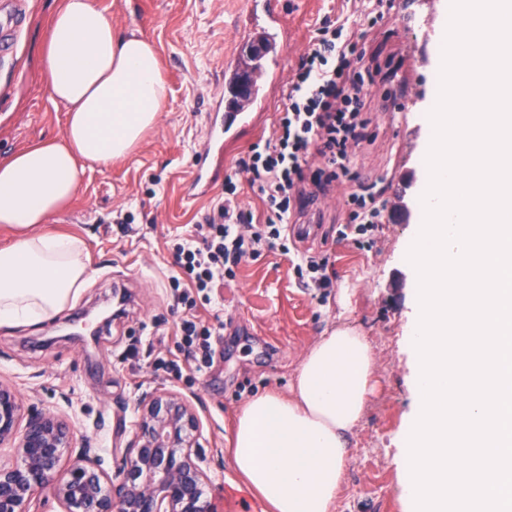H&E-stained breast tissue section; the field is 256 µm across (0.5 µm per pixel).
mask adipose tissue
<instances>
[{
  "instance_id": "obj_1",
  "label": "adipose tissue",
  "mask_w": 512,
  "mask_h": 512,
  "mask_svg": "<svg viewBox=\"0 0 512 512\" xmlns=\"http://www.w3.org/2000/svg\"><path fill=\"white\" fill-rule=\"evenodd\" d=\"M40 62L66 126L0 161V224L13 231L0 247V327L45 323L77 299L93 275L87 246L44 226L75 197L87 166L138 149L168 98L155 44L115 28L95 0H59ZM373 380L367 336L341 325L308 351L288 394L242 406L232 460L268 512H332Z\"/></svg>"
}]
</instances>
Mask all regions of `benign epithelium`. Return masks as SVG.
Listing matches in <instances>:
<instances>
[{
  "instance_id": "1",
  "label": "benign epithelium",
  "mask_w": 512,
  "mask_h": 512,
  "mask_svg": "<svg viewBox=\"0 0 512 512\" xmlns=\"http://www.w3.org/2000/svg\"><path fill=\"white\" fill-rule=\"evenodd\" d=\"M139 410L112 478L89 440L74 445L69 419L35 406L21 413L16 389L0 383V443L19 456L15 465H0V512L38 509L45 491L63 512H211L196 413L176 393L153 396Z\"/></svg>"
}]
</instances>
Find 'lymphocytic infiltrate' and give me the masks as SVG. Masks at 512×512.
I'll return each mask as SVG.
<instances>
[{
	"instance_id": "obj_1",
	"label": "lymphocytic infiltrate",
	"mask_w": 512,
	"mask_h": 512,
	"mask_svg": "<svg viewBox=\"0 0 512 512\" xmlns=\"http://www.w3.org/2000/svg\"><path fill=\"white\" fill-rule=\"evenodd\" d=\"M378 11L350 8L324 16L316 37L289 77L281 115L273 135L236 161L234 176L224 182V195L188 236L173 239L170 284L174 303L195 309L197 303L223 301L222 290L237 277L239 266L263 250L290 253L288 226L304 214L309 199L326 194L333 184L351 182L345 201L346 223L337 225V241L359 242L376 229L383 212V190L361 180L354 151L371 143L370 104L380 92L381 107H389L396 91L399 67L394 57L367 52L354 30L356 21L373 29ZM245 175L261 200L262 218L242 206L237 175ZM327 254L296 255L299 286L327 295L333 286ZM218 330L197 317L182 318L172 337L177 357L157 360L155 369L173 376L202 371L212 358V338Z\"/></svg>"
}]
</instances>
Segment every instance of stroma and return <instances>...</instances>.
I'll return each mask as SVG.
<instances>
[{
  "mask_svg": "<svg viewBox=\"0 0 512 512\" xmlns=\"http://www.w3.org/2000/svg\"><path fill=\"white\" fill-rule=\"evenodd\" d=\"M57 0H25L15 49L0 56V160L40 140L60 137L65 112L48 97L39 51L47 18ZM113 26L134 31L159 50L169 95L157 128L129 157L87 170L73 201L50 222L87 244L95 274L74 303L90 312L106 306L114 289L124 290V313L84 341L86 321L69 313L26 328L0 327V379L13 384L23 407L65 412L75 434L96 440L107 472H114L134 429L142 397L176 391L189 399L203 425L201 450L210 465L204 488L214 512H263L261 502L235 469L229 451L242 405L265 392L287 393L307 351L340 323L360 329L372 345L374 389L348 436L349 456L333 512H404L399 438L413 410L410 358L404 343L412 268L406 255L409 232L420 224V185L426 178L425 113L436 103L438 72L420 50L424 18H438V0H394L376 26L384 53L410 69L422 101L410 110H372L373 144L357 149L362 180L383 179L387 204L410 213L400 224H380L374 243L299 242L302 252L328 251L336 286L354 289L352 310L341 314L336 295L320 299L300 288L292 255L272 249L240 268L224 291V308H198L207 323H223L208 368L182 379L154 372L151 358L134 360V340H153L151 357L176 345L169 335L180 320L170 310L171 239L203 223L224 194L216 182L208 194L188 200L195 154L206 131L211 94L233 48L248 0H96ZM288 25L286 69H294L326 13L343 0H281ZM132 216L133 233L118 219Z\"/></svg>",
  "mask_w": 512,
  "mask_h": 512,
  "instance_id": "1",
  "label": "stroma"
}]
</instances>
